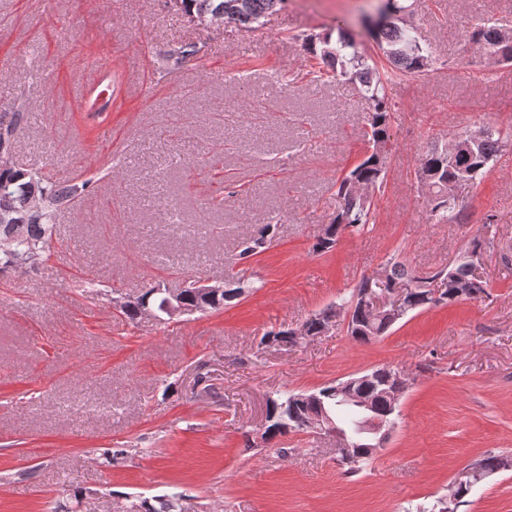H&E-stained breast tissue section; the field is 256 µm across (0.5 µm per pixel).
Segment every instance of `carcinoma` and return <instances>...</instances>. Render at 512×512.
<instances>
[{
	"label": "carcinoma",
	"instance_id": "1",
	"mask_svg": "<svg viewBox=\"0 0 512 512\" xmlns=\"http://www.w3.org/2000/svg\"><path fill=\"white\" fill-rule=\"evenodd\" d=\"M183 13L195 18L210 17L216 24H234L252 29L261 25L268 13L276 10L284 0H179ZM404 9L402 0H379L376 12L382 21L371 29L380 57L374 58L359 50L353 35L342 23L335 27L337 38L332 34L307 36L304 45L313 56L320 57L321 66L311 72L310 81L325 82L343 78L357 85L358 92L368 102L366 116L367 150L350 171L336 179V196L341 200L331 218L324 236L316 239L313 251L325 253L332 249L346 233L359 234L376 223L374 200L357 195L358 189L383 188L389 154L393 144L392 112L394 105L385 93V83L396 77H414L425 72L432 62L430 47L420 43L415 28L406 27L388 19L391 8ZM469 43L481 50L491 47L498 55L495 64L512 62V41L501 42V29L486 20L467 28ZM200 49L194 43H186L172 50L167 63L179 67L198 60ZM478 141L467 137V130L443 140L431 142L421 153L416 178L427 188L429 195L428 221L431 224H462L465 222L467 204L460 198L459 189L475 185L488 172L494 158L507 146L500 132L489 126ZM15 144L10 136L0 133V274L26 271L43 265L52 254V237L57 215L72 207L87 191L89 182L56 184L44 173L23 169L14 161ZM277 225L263 224L250 245L241 251L245 260L256 249L275 237ZM387 286L408 287L407 300L411 310H425L437 306L453 305L460 300L478 299L486 294L488 284L474 277L465 266H458L454 273L441 269L433 273L419 272L402 261L387 263ZM441 279L444 288L434 297L429 288L433 279ZM374 287L368 276L363 275L349 295L341 303L315 313L302 322L311 337L323 333L333 319L339 317L336 309L351 315L354 327L347 334L360 343H368L385 335L394 326L386 318H372L357 304L358 297ZM258 290L255 282L231 273L224 282V291L207 308L220 310L234 300ZM166 299V293L149 287L135 302L123 306L122 313L130 320L139 318V305L148 301L157 312ZM264 346L296 344L292 329L271 330L261 338ZM399 368L390 365L371 369L370 378L357 380L347 386L342 381L318 389L320 402L304 401L300 394L277 392L267 399V439L286 437L290 433H306L305 419L314 411H325L332 419L334 430L357 444L354 461L343 465L344 472L358 474L366 463L374 458L367 448L368 436L360 431L362 416L354 398H367L374 402L378 414L395 419L399 404L384 395L391 376ZM177 496L160 499L155 507L144 499L131 503L128 512H171Z\"/></svg>",
	"mask_w": 512,
	"mask_h": 512
}]
</instances>
